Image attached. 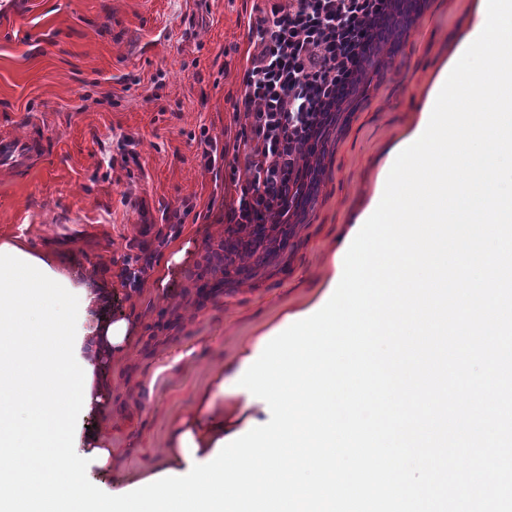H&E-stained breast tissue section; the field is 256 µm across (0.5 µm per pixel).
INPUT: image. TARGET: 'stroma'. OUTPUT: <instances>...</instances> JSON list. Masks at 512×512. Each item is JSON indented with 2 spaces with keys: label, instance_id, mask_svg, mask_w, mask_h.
Here are the masks:
<instances>
[{
  "label": "stroma",
  "instance_id": "1",
  "mask_svg": "<svg viewBox=\"0 0 512 512\" xmlns=\"http://www.w3.org/2000/svg\"><path fill=\"white\" fill-rule=\"evenodd\" d=\"M480 0H431L389 68L373 76L327 158L305 223L244 284L199 297L197 261L224 236L235 196L205 168L191 133L233 143L235 102L266 0H14L0 11V134L40 121L44 158L0 169V245L49 253L73 283L108 289L131 343L110 368L104 421L114 487L171 455L173 426L220 371L284 315L318 300L336 240L369 204L393 150L416 126L455 52L448 35ZM132 138V157L122 155ZM192 199L179 230L163 212ZM150 259L138 289L124 267Z\"/></svg>",
  "mask_w": 512,
  "mask_h": 512
}]
</instances>
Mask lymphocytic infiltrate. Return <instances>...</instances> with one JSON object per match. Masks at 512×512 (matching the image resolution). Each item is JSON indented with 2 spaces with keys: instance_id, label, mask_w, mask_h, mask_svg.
I'll use <instances>...</instances> for the list:
<instances>
[{
  "instance_id": "1",
  "label": "lymphocytic infiltrate",
  "mask_w": 512,
  "mask_h": 512,
  "mask_svg": "<svg viewBox=\"0 0 512 512\" xmlns=\"http://www.w3.org/2000/svg\"><path fill=\"white\" fill-rule=\"evenodd\" d=\"M428 7L429 0H270L249 21L255 52L235 104L236 144L227 148L205 130L196 139L206 167L223 168L236 193L230 233L203 256L205 273L244 274L261 249L303 221L330 136Z\"/></svg>"
}]
</instances>
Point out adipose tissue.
I'll return each instance as SVG.
<instances>
[{
    "label": "adipose tissue",
    "instance_id": "1",
    "mask_svg": "<svg viewBox=\"0 0 512 512\" xmlns=\"http://www.w3.org/2000/svg\"><path fill=\"white\" fill-rule=\"evenodd\" d=\"M90 309L96 310L93 321L82 324L84 331L80 348L82 360L93 368L90 386V413H98L107 403L110 393L108 366L114 356L122 353L130 342V329L125 320L112 319L108 314L105 294L89 290L83 294ZM227 379L217 375L212 384L201 393L195 408L174 427L170 444L174 450L168 461L170 470L187 473L189 462L185 457L182 439L191 435L197 447V461L213 455L219 440L245 431L249 421H268L269 415L261 401H250L246 392L223 393Z\"/></svg>",
    "mask_w": 512,
    "mask_h": 512
}]
</instances>
